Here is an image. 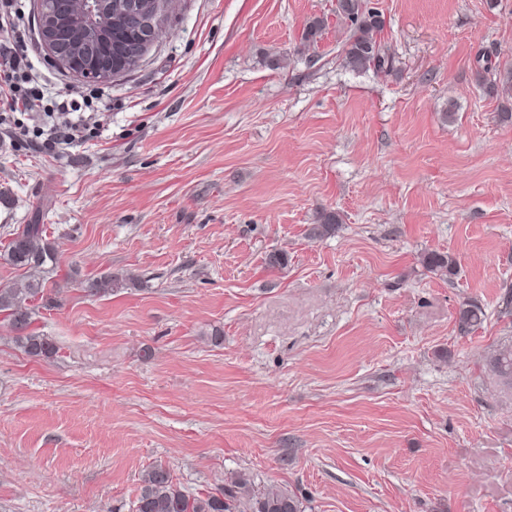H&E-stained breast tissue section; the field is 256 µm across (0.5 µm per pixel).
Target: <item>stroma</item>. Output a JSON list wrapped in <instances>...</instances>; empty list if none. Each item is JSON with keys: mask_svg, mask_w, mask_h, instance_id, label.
Instances as JSON below:
<instances>
[{"mask_svg": "<svg viewBox=\"0 0 512 512\" xmlns=\"http://www.w3.org/2000/svg\"><path fill=\"white\" fill-rule=\"evenodd\" d=\"M369 5L385 72L345 66L335 0H176L96 136L57 157L0 123V246L45 225L61 300L33 323L54 360L0 321V512H132L157 463L305 512H512V398L486 372L512 341V121L476 84L512 63V0ZM23 6L36 70L78 86ZM326 210L339 231L311 239ZM118 270L133 285L83 291ZM420 263L426 271L436 275H454L457 270L456 258L436 251L421 254Z\"/></svg>", "mask_w": 512, "mask_h": 512, "instance_id": "stroma-1", "label": "stroma"}]
</instances>
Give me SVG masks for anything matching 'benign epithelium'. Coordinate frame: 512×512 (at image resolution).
<instances>
[{
    "label": "benign epithelium",
    "mask_w": 512,
    "mask_h": 512,
    "mask_svg": "<svg viewBox=\"0 0 512 512\" xmlns=\"http://www.w3.org/2000/svg\"><path fill=\"white\" fill-rule=\"evenodd\" d=\"M157 1L167 11L174 4V0H37L39 36L51 58L73 76L109 82L121 77L112 68V57L127 54L130 41L137 40L145 50L158 39ZM109 12L123 20V33L115 39L105 22Z\"/></svg>",
    "instance_id": "7a95c632"
}]
</instances>
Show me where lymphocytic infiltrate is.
<instances>
[{
	"instance_id": "lymphocytic-infiltrate-1",
	"label": "lymphocytic infiltrate",
	"mask_w": 512,
	"mask_h": 512,
	"mask_svg": "<svg viewBox=\"0 0 512 512\" xmlns=\"http://www.w3.org/2000/svg\"><path fill=\"white\" fill-rule=\"evenodd\" d=\"M0 30L7 34L0 42V111L48 119L44 148L56 155L67 152L82 141L84 132L97 129L93 101L103 97V89L79 88L73 97L53 101L30 59L31 40L19 0H0Z\"/></svg>"
}]
</instances>
